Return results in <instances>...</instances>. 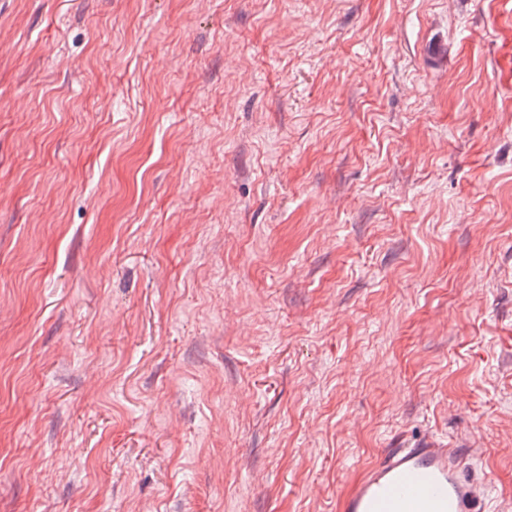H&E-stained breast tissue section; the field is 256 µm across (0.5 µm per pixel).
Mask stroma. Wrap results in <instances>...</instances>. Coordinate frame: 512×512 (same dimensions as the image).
<instances>
[{
    "mask_svg": "<svg viewBox=\"0 0 512 512\" xmlns=\"http://www.w3.org/2000/svg\"><path fill=\"white\" fill-rule=\"evenodd\" d=\"M431 439L512 512V0H0V512Z\"/></svg>",
    "mask_w": 512,
    "mask_h": 512,
    "instance_id": "stroma-1",
    "label": "stroma"
}]
</instances>
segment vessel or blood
I'll list each match as a JSON object with an SVG mask.
<instances>
[{"instance_id":"b4317fda","label":"vessel or blood","mask_w":512,"mask_h":512,"mask_svg":"<svg viewBox=\"0 0 512 512\" xmlns=\"http://www.w3.org/2000/svg\"><path fill=\"white\" fill-rule=\"evenodd\" d=\"M458 448L429 441L383 452L344 497L342 512H485L482 496L462 476Z\"/></svg>"}]
</instances>
